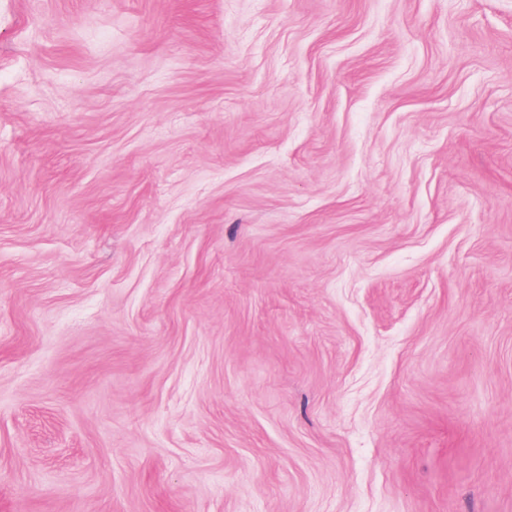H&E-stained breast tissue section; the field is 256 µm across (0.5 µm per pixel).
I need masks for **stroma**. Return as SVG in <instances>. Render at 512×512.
Returning <instances> with one entry per match:
<instances>
[{
	"label": "stroma",
	"mask_w": 512,
	"mask_h": 512,
	"mask_svg": "<svg viewBox=\"0 0 512 512\" xmlns=\"http://www.w3.org/2000/svg\"><path fill=\"white\" fill-rule=\"evenodd\" d=\"M0 512H512V0H0Z\"/></svg>",
	"instance_id": "1"
}]
</instances>
